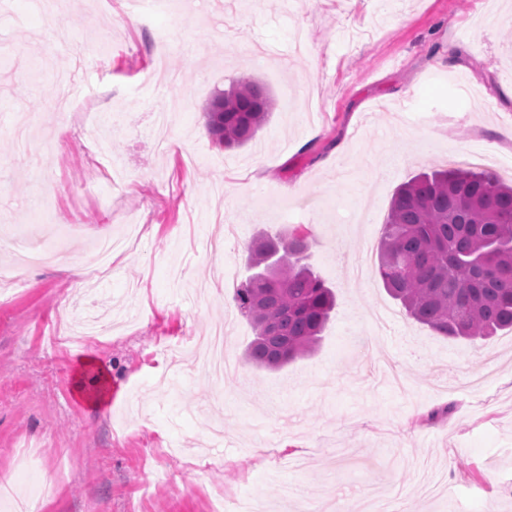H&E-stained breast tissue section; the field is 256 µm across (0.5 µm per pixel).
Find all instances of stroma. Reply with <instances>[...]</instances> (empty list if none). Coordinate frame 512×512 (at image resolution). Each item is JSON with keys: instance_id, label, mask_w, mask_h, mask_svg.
I'll return each instance as SVG.
<instances>
[{"instance_id": "obj_1", "label": "stroma", "mask_w": 512, "mask_h": 512, "mask_svg": "<svg viewBox=\"0 0 512 512\" xmlns=\"http://www.w3.org/2000/svg\"><path fill=\"white\" fill-rule=\"evenodd\" d=\"M181 2L143 27L126 0H0V266L66 254L0 282V471L31 512H208L224 487L266 512H512V329L437 335L376 274L414 174L512 183V0ZM242 78L276 107L225 150L203 116ZM219 214L235 240L203 251ZM101 227L112 273L75 290ZM299 227L336 308L312 356L259 368L233 293L253 239ZM218 324L223 379L167 357Z\"/></svg>"}]
</instances>
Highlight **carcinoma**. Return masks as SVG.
I'll return each mask as SVG.
<instances>
[{"label":"carcinoma","instance_id":"cac0c4a2","mask_svg":"<svg viewBox=\"0 0 512 512\" xmlns=\"http://www.w3.org/2000/svg\"><path fill=\"white\" fill-rule=\"evenodd\" d=\"M275 108L249 79L218 91L206 129L214 145L252 141ZM308 234L264 237L250 248L251 274L235 302L254 328L246 359L277 369L318 345L336 306L308 263ZM377 274L407 314L436 333L476 341L512 329V186L463 168L423 172L394 194Z\"/></svg>","mask_w":512,"mask_h":512}]
</instances>
